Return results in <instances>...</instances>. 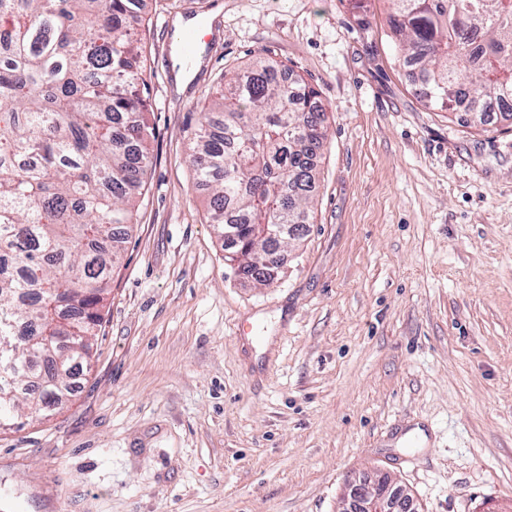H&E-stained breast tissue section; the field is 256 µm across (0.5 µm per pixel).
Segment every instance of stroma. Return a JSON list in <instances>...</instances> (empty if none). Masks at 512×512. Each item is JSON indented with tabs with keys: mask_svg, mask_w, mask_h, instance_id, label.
<instances>
[{
	"mask_svg": "<svg viewBox=\"0 0 512 512\" xmlns=\"http://www.w3.org/2000/svg\"><path fill=\"white\" fill-rule=\"evenodd\" d=\"M388 12L147 0L137 221L68 403L0 431V512H340L378 470L419 512H512V122L428 109ZM180 16L210 31L182 91ZM266 52L317 90L329 136L308 231L262 285L225 265L187 136Z\"/></svg>",
	"mask_w": 512,
	"mask_h": 512,
	"instance_id": "obj_1",
	"label": "stroma"
}]
</instances>
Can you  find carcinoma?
I'll return each instance as SVG.
<instances>
[{
  "label": "carcinoma",
  "instance_id": "1",
  "mask_svg": "<svg viewBox=\"0 0 512 512\" xmlns=\"http://www.w3.org/2000/svg\"><path fill=\"white\" fill-rule=\"evenodd\" d=\"M397 61L429 107L512 121V0H389ZM144 0H0V423L48 417L90 357L150 166ZM327 135L317 91L271 55L203 106L189 158L224 259L305 235Z\"/></svg>",
  "mask_w": 512,
  "mask_h": 512
}]
</instances>
